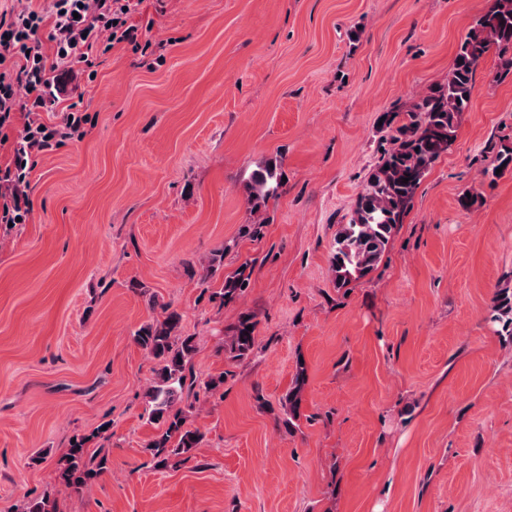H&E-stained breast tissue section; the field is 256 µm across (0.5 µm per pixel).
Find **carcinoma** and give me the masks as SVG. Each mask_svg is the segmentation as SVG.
I'll return each mask as SVG.
<instances>
[{"instance_id":"1","label":"carcinoma","mask_w":512,"mask_h":512,"mask_svg":"<svg viewBox=\"0 0 512 512\" xmlns=\"http://www.w3.org/2000/svg\"><path fill=\"white\" fill-rule=\"evenodd\" d=\"M497 58L495 79L512 74V0H489L485 11L460 42L448 79L428 89L406 110L391 109L380 117L389 132V147L367 177L347 223L336 233V246L330 269L336 287L345 288L368 276L378 264L387 246L403 223L414 195L432 164L455 140L464 112L471 105L476 71L488 56ZM512 169V143L497 149L491 175L496 169ZM408 182H403V179ZM281 174L277 165L268 163L252 175L249 191L251 211L257 212L279 194ZM224 268V250L218 249L202 264L207 281ZM250 285V265L242 263L222 287L209 299L225 306L240 299ZM162 318L145 323L134 333L135 343L157 360L155 377L145 393L147 421L158 433L145 450L157 463L187 454L199 447L203 435L186 425L185 391L194 385L191 369L196 351L195 337L182 334V315L161 305ZM492 320L501 325L499 334L512 338V304L499 291L493 298ZM252 330H247V326ZM255 315L242 313L228 328L226 345L231 357H248L257 345ZM307 381L305 362L296 361L292 384L280 398L281 423L288 431L302 417V392ZM87 438H75L60 459L59 479L68 487L80 489L107 470L105 454L89 452Z\"/></svg>"}]
</instances>
